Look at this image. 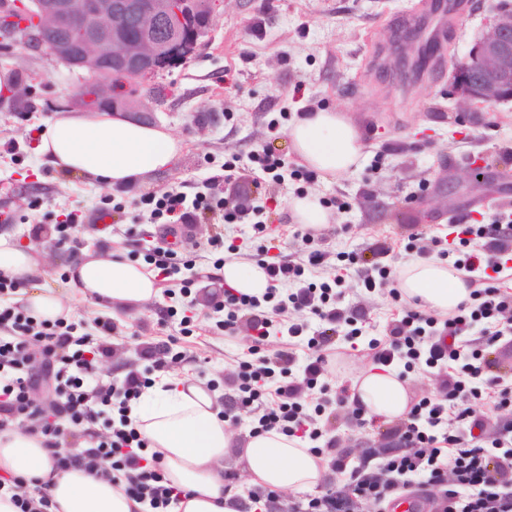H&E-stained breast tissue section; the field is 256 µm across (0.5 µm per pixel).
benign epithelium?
<instances>
[{
	"label": "benign epithelium",
	"mask_w": 512,
	"mask_h": 512,
	"mask_svg": "<svg viewBox=\"0 0 512 512\" xmlns=\"http://www.w3.org/2000/svg\"><path fill=\"white\" fill-rule=\"evenodd\" d=\"M18 9L34 20L23 32L12 22ZM215 14L201 0H0V53L17 45L44 49L69 67L105 74L103 102L138 112L143 94L163 95L147 81L193 59ZM450 86L472 112L512 101V4L496 8L487 31L453 69Z\"/></svg>",
	"instance_id": "benign-epithelium-1"
}]
</instances>
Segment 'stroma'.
<instances>
[{
    "label": "stroma",
    "mask_w": 512,
    "mask_h": 512,
    "mask_svg": "<svg viewBox=\"0 0 512 512\" xmlns=\"http://www.w3.org/2000/svg\"><path fill=\"white\" fill-rule=\"evenodd\" d=\"M498 0L478 5L452 18L444 47L450 59L465 58L485 31ZM434 27L424 0H223L213 31L197 57L172 68L162 79L163 101L144 100L149 124H163L183 139L184 149L169 171L145 177L136 187L109 191L82 177L36 167L30 127L60 105H75L80 86L90 74L71 69L44 52L15 48L4 65L20 82L43 80L29 97L0 94V233L41 246L48 262L47 282L64 281V268L76 247L123 258L139 257L140 240L161 243L158 225L140 207L142 197L177 190L194 196L213 190L232 202H269L266 239L292 260L314 249L328 251L329 262L313 280L343 278V305H362L374 326L371 337L349 342L334 337L331 365L324 380L331 401L321 423L338 449H366L381 438L378 427L360 425L342 389L360 371L373 366L369 338H382L388 317L398 306L387 288L366 291L363 263L343 265L338 253L368 254L387 240L392 250L382 261L401 269L416 259L412 232L445 235L450 221L491 223L495 210L512 204V102L495 106L491 115L462 110L449 93L450 69L432 79L399 73L400 54L390 39L416 21ZM340 107L363 131L364 158L352 173L332 183L314 179L305 191L319 194L323 204L340 201L335 220L312 231L293 223L287 203L295 194L291 177L253 183L252 151L271 144L289 168L298 163L288 153V128L307 107ZM237 157L238 169L221 181L224 161ZM483 161L482 182L465 173L469 159ZM216 185H209L210 177ZM116 204L101 219L104 203ZM74 213L77 245L46 236L47 228ZM242 227L214 217L183 225L178 248L195 264L158 274L159 299L138 315L113 314L89 304L78 306L73 323L103 344L101 371L119 384L132 372L156 377L159 370L185 371L225 396L237 391V365L249 343L243 332L225 335L213 298L224 290L216 274L209 241L223 234L241 238ZM191 317V333L180 331L181 316ZM110 320L111 334L97 331L98 320ZM175 341L174 359H159L157 344Z\"/></svg>",
    "instance_id": "obj_1"
}]
</instances>
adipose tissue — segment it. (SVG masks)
I'll list each match as a JSON object with an SVG mask.
<instances>
[{"mask_svg":"<svg viewBox=\"0 0 512 512\" xmlns=\"http://www.w3.org/2000/svg\"><path fill=\"white\" fill-rule=\"evenodd\" d=\"M288 146L306 169L330 182L356 169L364 135L346 110L321 108L297 119L288 130ZM183 141L166 126L128 115L61 108L43 120L36 134L37 164L77 175L91 184L128 188L146 175L169 170ZM0 273L24 283L21 300L40 320L69 319L74 305L93 303L129 315L139 313L160 293L157 275L147 266L82 249L66 266L60 287L46 286L47 262L33 244L0 233ZM225 286L262 296L269 285L264 269L238 257L220 268ZM398 288L407 299L445 316L468 301L470 289L447 262L416 259L401 268ZM350 401L365 417H405L410 398L397 374L382 366L357 376ZM128 416L160 460L166 482L180 492L174 512H239L233 487L224 481L225 459L236 456L247 482L276 491L306 493L324 480V455L302 447L298 439L271 430L237 440L225 420L219 391L171 371L159 374L129 408ZM23 478L41 488L53 512H142L123 484L80 468L58 469L41 436L17 421L0 430V475Z\"/></svg>","mask_w":512,"mask_h":512,"instance_id":"adipose-tissue-1","label":"adipose tissue"}]
</instances>
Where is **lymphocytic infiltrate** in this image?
<instances>
[{"instance_id": "f902f5d3", "label": "lymphocytic infiltrate", "mask_w": 512, "mask_h": 512, "mask_svg": "<svg viewBox=\"0 0 512 512\" xmlns=\"http://www.w3.org/2000/svg\"><path fill=\"white\" fill-rule=\"evenodd\" d=\"M142 204L157 224H189L217 211L225 223L247 224L245 241L255 244L269 287L259 298L225 289L215 306L224 315L225 332H234L243 316L252 330L250 357L239 363L238 392L226 400L224 411L246 416L256 433L274 429L307 444L319 441L322 408L309 406L304 396L328 370L322 348L344 330L362 335L369 322L362 307H338L336 282L308 281V273L324 265L326 253L311 251L300 262L271 254L261 242L266 226L258 206L230 208L217 196L190 201L173 191L143 198ZM449 230V243L416 233L418 252L451 257L472 288L469 303L445 317L406 304L402 316L387 325L389 343L370 342L377 364L438 370L440 394L415 403L406 419L386 429L382 442L359 461L337 453L331 468L345 476L343 488L292 504L288 512H382L397 496L429 486L437 490L435 512H512V379H483L485 358L472 339L480 332L490 346L512 337V288L506 275L512 266V234L489 238L481 224H453ZM476 238L482 239L481 248L470 249ZM291 310L310 312L318 321L288 322ZM283 336L305 337L307 348L317 352L301 375L293 373L295 353H264ZM105 353L75 323L36 320L17 303L0 306V428L7 419L23 418L33 421L34 432L48 446L80 439L77 453L57 457L58 468L80 467L93 474L102 460H110L113 480L125 482L128 495L148 512H170L179 493L164 485L159 461L127 416L130 402L150 380L132 372L118 387L104 381L97 360ZM44 380L53 391L47 413L34 410L30 399L32 388ZM491 418L497 431L490 436L486 423Z\"/></svg>"}]
</instances>
